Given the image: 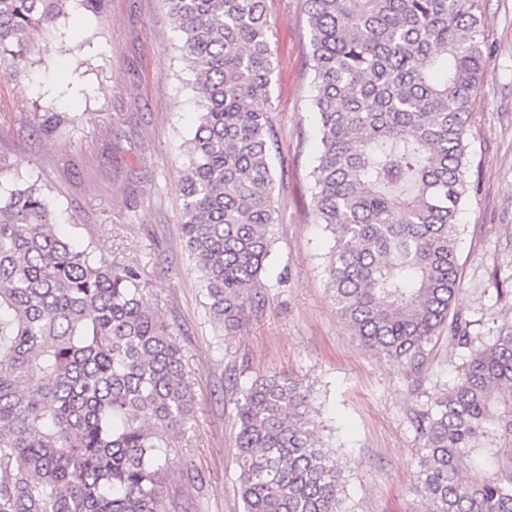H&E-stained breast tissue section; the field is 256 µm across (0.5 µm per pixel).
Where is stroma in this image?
<instances>
[{"mask_svg": "<svg viewBox=\"0 0 512 512\" xmlns=\"http://www.w3.org/2000/svg\"><path fill=\"white\" fill-rule=\"evenodd\" d=\"M266 6L279 221L259 304L236 334L211 321L180 232L182 147L197 109L165 0H106L98 15L69 0L56 24L34 32L30 65L0 74V185L46 186L57 233L136 266L148 302L173 327L196 401L190 428L170 439L175 512H243L236 401L265 373L309 387L314 428L343 469L351 512H429L414 492L421 442L411 418L454 384L470 351L440 337L414 387L337 314L325 272L334 235L311 206L318 116L303 0ZM479 6L488 79L467 135L476 189L457 215L455 309L487 344L512 328V0ZM36 111L55 116L51 134L34 131Z\"/></svg>", "mask_w": 512, "mask_h": 512, "instance_id": "stroma-1", "label": "stroma"}]
</instances>
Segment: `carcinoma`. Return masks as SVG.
Returning a JSON list of instances; mask_svg holds the SVG:
<instances>
[{"instance_id": "cac0c4a2", "label": "carcinoma", "mask_w": 512, "mask_h": 512, "mask_svg": "<svg viewBox=\"0 0 512 512\" xmlns=\"http://www.w3.org/2000/svg\"><path fill=\"white\" fill-rule=\"evenodd\" d=\"M480 0H305L319 115L311 171L336 311L418 379L433 340L470 346L452 311L471 103L487 77ZM67 0H0V63ZM192 76L181 230L227 336L255 303L270 228L275 129L266 0H166ZM49 191L0 188V512H168L170 433L194 415L182 348L139 272L59 238ZM303 383L257 376L237 400L244 512H349ZM430 512H512V331L472 350L414 417Z\"/></svg>"}]
</instances>
